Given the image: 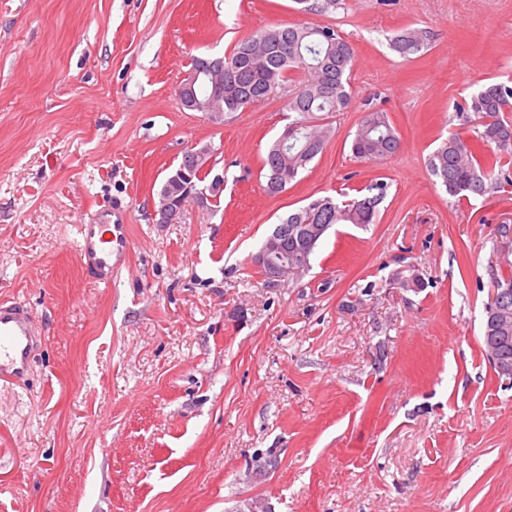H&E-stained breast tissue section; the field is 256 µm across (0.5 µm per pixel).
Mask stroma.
Here are the masks:
<instances>
[{
	"label": "stroma",
	"mask_w": 512,
	"mask_h": 512,
	"mask_svg": "<svg viewBox=\"0 0 512 512\" xmlns=\"http://www.w3.org/2000/svg\"><path fill=\"white\" fill-rule=\"evenodd\" d=\"M310 22L352 46L354 101L270 196L284 98L216 124L176 91L193 57ZM412 27L432 41L407 60L388 40ZM510 71L512 0H0V299L41 335L0 383V512H512V381L482 348L512 189L460 201L427 168L464 129L456 103ZM366 106L401 140L375 164L350 151ZM196 144L219 202L155 223ZM377 178V223L334 226L304 274L251 265L289 211ZM105 208L132 243L108 287L75 251ZM414 269L424 287H399Z\"/></svg>",
	"instance_id": "obj_1"
}]
</instances>
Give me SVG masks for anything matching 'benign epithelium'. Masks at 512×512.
Wrapping results in <instances>:
<instances>
[{
	"mask_svg": "<svg viewBox=\"0 0 512 512\" xmlns=\"http://www.w3.org/2000/svg\"><path fill=\"white\" fill-rule=\"evenodd\" d=\"M203 82L208 86L204 98L197 96L195 85ZM181 104L188 110L203 112L215 123L224 122V63L222 60H204L191 67L177 89ZM202 166L203 172L214 168V150L209 145L193 146L184 152L181 162L173 170L159 192L158 208L154 217L158 224H174L183 214L185 199L202 203L215 190L223 189L224 176L216 174L210 183L199 185L191 176L195 167ZM332 228L330 224H277L267 235L263 246L252 258L254 265L262 271L264 279L274 283L288 275V251L284 238L290 236L300 240L302 256L313 252L318 243Z\"/></svg>",
	"mask_w": 512,
	"mask_h": 512,
	"instance_id": "7a95c632",
	"label": "benign epithelium"
}]
</instances>
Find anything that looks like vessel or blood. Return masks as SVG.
Masks as SVG:
<instances>
[{"instance_id": "1", "label": "vessel or blood", "mask_w": 512, "mask_h": 512, "mask_svg": "<svg viewBox=\"0 0 512 512\" xmlns=\"http://www.w3.org/2000/svg\"><path fill=\"white\" fill-rule=\"evenodd\" d=\"M129 227L102 216L77 226V254L86 275L108 286L112 273L130 252ZM36 316L24 304L0 301V381L20 379L30 368L38 346Z\"/></svg>"}]
</instances>
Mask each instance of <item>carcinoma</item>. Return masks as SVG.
Segmentation results:
<instances>
[{
    "instance_id": "obj_1",
    "label": "carcinoma",
    "mask_w": 512,
    "mask_h": 512,
    "mask_svg": "<svg viewBox=\"0 0 512 512\" xmlns=\"http://www.w3.org/2000/svg\"><path fill=\"white\" fill-rule=\"evenodd\" d=\"M298 11L323 13L337 0H294ZM430 32L412 28L390 39V47L403 58L428 48ZM224 111L241 112L282 92L288 124L262 159L263 191L277 194L302 174L322 153L330 129L317 123L318 113L339 112L351 103L354 52L339 32L328 25H277L237 41L224 53ZM303 77L290 86L289 74ZM458 111L480 120L474 134L451 135L428 157L427 167L448 195L458 199L483 197L512 186V76L491 78L481 84ZM400 137L382 110L365 111L351 141L359 162H376L395 154ZM389 184L377 179L344 201L330 196L312 199L288 214L285 224L377 223ZM506 289L505 301L488 302L483 329L484 346L497 353L493 367L512 363V275L496 281Z\"/></svg>"
}]
</instances>
